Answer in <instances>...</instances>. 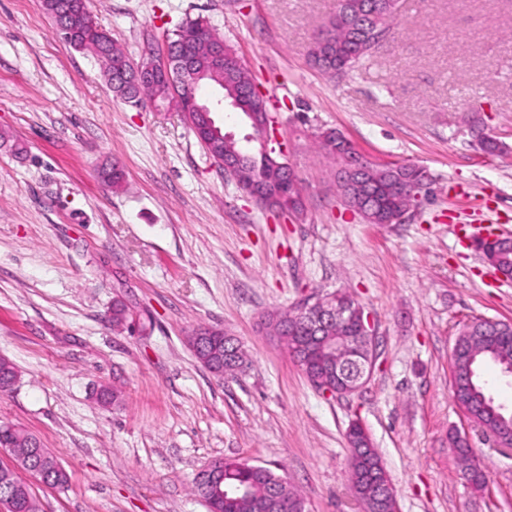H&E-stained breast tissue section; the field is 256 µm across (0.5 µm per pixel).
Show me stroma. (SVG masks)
<instances>
[{
	"instance_id": "1",
	"label": "stroma",
	"mask_w": 512,
	"mask_h": 512,
	"mask_svg": "<svg viewBox=\"0 0 512 512\" xmlns=\"http://www.w3.org/2000/svg\"><path fill=\"white\" fill-rule=\"evenodd\" d=\"M133 59L203 17L233 46L288 143L304 189L289 224L226 177L180 112L116 98L42 0H0V357L19 379L0 424L37 436L70 476L33 483L42 512H208L193 480L216 458L273 470L308 512H361L346 432L364 422L400 512H512V453L470 433L489 477L467 484L449 435L467 421L450 353L475 318L512 321V282L472 244L512 233V0H400L385 43L345 76L307 62L337 0H89ZM507 147L480 151L467 119ZM333 128L371 161L433 184L399 224H367L313 148ZM119 163L123 190L100 178ZM376 333L369 382L326 396L263 326L336 291ZM127 306L129 328L110 322ZM200 327L241 342L219 376L186 344ZM120 398L100 404L101 387Z\"/></svg>"
}]
</instances>
